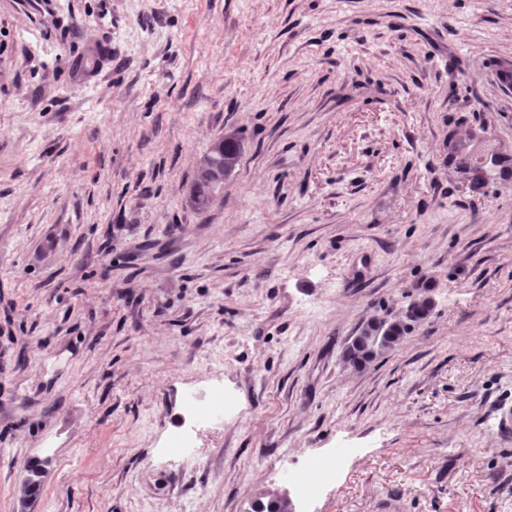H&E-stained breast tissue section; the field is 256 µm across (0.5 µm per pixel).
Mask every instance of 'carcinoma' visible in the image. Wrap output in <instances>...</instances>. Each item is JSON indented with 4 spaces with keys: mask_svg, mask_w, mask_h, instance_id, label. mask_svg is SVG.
Returning <instances> with one entry per match:
<instances>
[{
    "mask_svg": "<svg viewBox=\"0 0 512 512\" xmlns=\"http://www.w3.org/2000/svg\"><path fill=\"white\" fill-rule=\"evenodd\" d=\"M208 151L218 159L224 173L229 174L235 168L240 154L238 137L234 133L227 134L215 140ZM221 184L222 181L214 175H195L188 198L189 205L198 212L207 211L216 200ZM432 310L433 302L430 299L416 297L409 302L401 317L392 321L367 323L345 348L344 362L354 368L364 366L379 352L392 347L402 336L424 322Z\"/></svg>",
    "mask_w": 512,
    "mask_h": 512,
    "instance_id": "carcinoma-1",
    "label": "carcinoma"
}]
</instances>
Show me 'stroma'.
Segmentation results:
<instances>
[{
  "label": "stroma",
  "instance_id": "35a3bbf8",
  "mask_svg": "<svg viewBox=\"0 0 512 512\" xmlns=\"http://www.w3.org/2000/svg\"><path fill=\"white\" fill-rule=\"evenodd\" d=\"M508 73L512 0H0V512H251L337 448L317 512H512ZM208 151L212 153L219 161L218 172L222 177L224 173L229 175L235 168L239 154H240V143L238 137L234 133L224 135V137L215 140ZM210 152L203 154L198 164V172H203L207 169L211 162ZM224 167V173H223ZM224 179L217 180L215 175L204 176L196 172L188 202L197 212L207 211L216 200L218 189ZM432 310L433 302L430 299L416 297L409 302L401 317L392 321L379 320L367 323L345 348L344 362L354 368L363 367L379 352L389 349L402 336L409 334L419 323L424 322ZM379 336L385 342L374 347L373 340ZM194 415V421L188 427L171 435L166 441L169 454L189 456L200 448L198 443V426L201 422L223 423L224 417L238 414V403L234 395L224 392L223 387L213 388L207 400L188 404Z\"/></svg>",
  "mask_w": 512,
  "mask_h": 512
}]
</instances>
